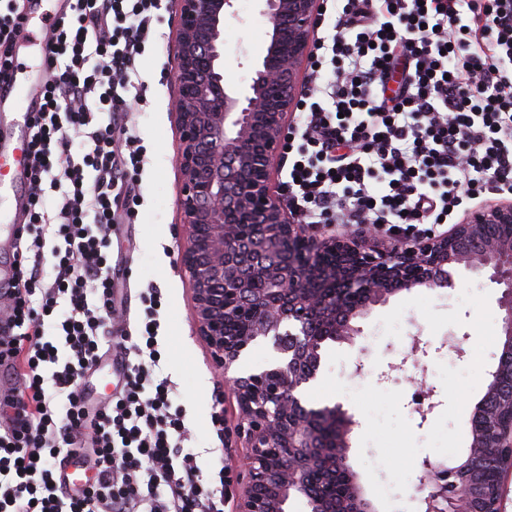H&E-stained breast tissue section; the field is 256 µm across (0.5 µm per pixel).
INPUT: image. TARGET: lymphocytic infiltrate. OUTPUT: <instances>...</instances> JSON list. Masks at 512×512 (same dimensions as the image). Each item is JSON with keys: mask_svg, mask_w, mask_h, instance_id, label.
I'll return each mask as SVG.
<instances>
[{"mask_svg": "<svg viewBox=\"0 0 512 512\" xmlns=\"http://www.w3.org/2000/svg\"><path fill=\"white\" fill-rule=\"evenodd\" d=\"M159 8L74 0L52 24L27 234L0 301V362L24 366L0 396V512H224V482L201 479L162 374L153 309L136 335L104 339L119 310L112 227L139 201L126 174L140 138L117 124L143 100ZM319 27L288 133L284 191L301 223L443 224L474 185L512 194V0H330ZM107 342L122 384L92 411L77 381ZM88 456L92 482L68 491L62 466Z\"/></svg>", "mask_w": 512, "mask_h": 512, "instance_id": "lymphocytic-infiltrate-1", "label": "lymphocytic infiltrate"}]
</instances>
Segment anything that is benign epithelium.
<instances>
[{"mask_svg": "<svg viewBox=\"0 0 512 512\" xmlns=\"http://www.w3.org/2000/svg\"><path fill=\"white\" fill-rule=\"evenodd\" d=\"M267 46L248 87L224 82V24L234 0H170L178 128V209L185 235L180 264L188 274L195 334L224 375L236 402L232 438L247 449L236 483V512H288L294 499L324 512L316 477L346 462L357 422L340 403L310 407L303 391L321 371L329 342L363 334L359 321L400 292H449L466 272L501 289L500 335L512 350V200L490 201L442 233L384 236L364 224L342 233L300 224L288 211L275 173L305 87L321 0H259ZM260 341L276 356L264 369L239 371ZM426 347L401 362L423 368ZM484 413L483 437L470 448H512V392L500 376ZM324 448L338 450L326 459ZM451 471L424 460L414 495L425 512H473L465 492L445 507Z\"/></svg>", "mask_w": 512, "mask_h": 512, "instance_id": "obj_1", "label": "benign epithelium"}]
</instances>
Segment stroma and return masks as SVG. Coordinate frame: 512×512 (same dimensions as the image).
Returning <instances> with one entry per match:
<instances>
[{
  "label": "stroma",
  "instance_id": "obj_1",
  "mask_svg": "<svg viewBox=\"0 0 512 512\" xmlns=\"http://www.w3.org/2000/svg\"><path fill=\"white\" fill-rule=\"evenodd\" d=\"M237 19L224 28V77L227 83L243 87L249 80V69L255 64L266 39V23L259 13L257 0H236ZM176 24L174 13L161 8L155 24L156 39L146 49L141 61V75L146 85V101L129 116L128 128L141 139L144 158L131 178L140 195L137 216L132 223L118 225L110 247V274L127 307V321L113 323L112 335H127L130 327L145 318L142 293L157 292L161 304L157 319L160 364L172 381L177 402L191 430V445L198 452V465L203 479L225 472L235 479L243 472L245 449L224 442L213 422L223 416L224 428L236 422L235 403L225 392L210 354L193 331V310L188 276L180 265L179 251L184 230L177 208L179 173L175 162L178 133L169 110L174 90L172 57L168 36ZM407 293L392 297L388 304L373 308L362 320L363 336L355 343H330L322 352V373H339L355 361L365 364L356 375L360 385L376 384L377 376L388 363L398 360L401 352L410 349L414 337H421L432 346L427 362L429 387L411 383L409 373H399L388 387L403 393L401 409L418 441H425L438 418L437 413L420 418L417 404L426 402L428 390H435L436 401L445 394L437 366L445 364L462 369L474 355L476 333L470 325L472 308H464L463 324L449 325L431 332L419 311L407 309L401 320L400 337L382 333L379 319L391 307L407 300Z\"/></svg>",
  "mask_w": 512,
  "mask_h": 512
}]
</instances>
